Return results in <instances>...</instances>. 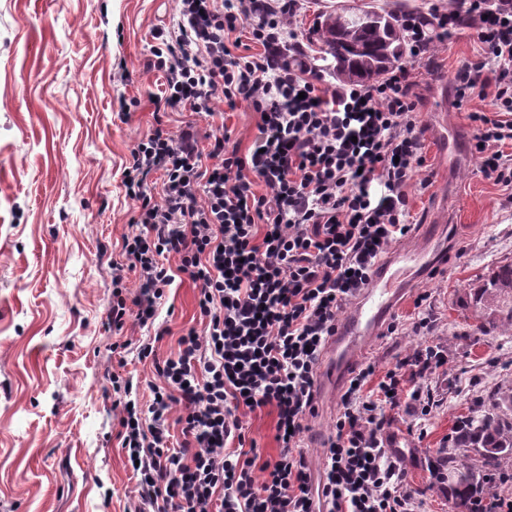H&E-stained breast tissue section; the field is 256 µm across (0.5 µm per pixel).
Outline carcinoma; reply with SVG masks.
<instances>
[{"instance_id":"obj_1","label":"carcinoma","mask_w":512,"mask_h":512,"mask_svg":"<svg viewBox=\"0 0 512 512\" xmlns=\"http://www.w3.org/2000/svg\"><path fill=\"white\" fill-rule=\"evenodd\" d=\"M406 12L366 3L354 11L336 8L322 15L316 38L310 41L321 58L333 59L332 74L342 84L378 81L408 54L401 18ZM473 301L512 332V263L497 267L473 293ZM449 447L465 448L462 459L442 453L437 479L448 486L455 512H474L497 477L502 463L512 459V382L490 398V408L455 427Z\"/></svg>"}]
</instances>
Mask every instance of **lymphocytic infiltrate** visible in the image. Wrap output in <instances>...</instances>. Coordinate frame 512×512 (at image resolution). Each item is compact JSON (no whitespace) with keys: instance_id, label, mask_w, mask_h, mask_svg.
<instances>
[{"instance_id":"f902f5d3","label":"lymphocytic infiltrate","mask_w":512,"mask_h":512,"mask_svg":"<svg viewBox=\"0 0 512 512\" xmlns=\"http://www.w3.org/2000/svg\"><path fill=\"white\" fill-rule=\"evenodd\" d=\"M298 9L299 0H181L175 24L156 33L157 109L206 112L219 98L232 110L247 104L258 120L245 154L227 129L202 145L192 129L155 128L124 169L139 230L123 239V265L139 287L127 295L115 274L108 317L118 330L130 321L153 329L138 358L158 377L145 406L131 399V380L112 378L128 395L112 403L136 479L127 512H417L418 493L380 433L403 395L421 400L419 381L446 363L439 347L381 377L371 365L354 372L319 480L302 450L338 315L411 229L406 188L425 166L414 72L402 65L378 83L328 87L287 22ZM245 21L258 52H241L234 37ZM403 26L414 62L430 60L435 41L476 33L481 54L452 74L453 103L488 97L469 115L471 151L482 176L511 191L512 0H455ZM178 273L198 286L205 326L161 359L153 341L168 330L155 324L158 305ZM267 407L280 452L265 459L247 445L240 416Z\"/></svg>"}]
</instances>
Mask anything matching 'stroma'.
I'll return each instance as SVG.
<instances>
[{"label": "stroma", "mask_w": 512, "mask_h": 512, "mask_svg": "<svg viewBox=\"0 0 512 512\" xmlns=\"http://www.w3.org/2000/svg\"><path fill=\"white\" fill-rule=\"evenodd\" d=\"M178 0H0V512H125L135 484L126 465L110 374L131 371L139 402L156 375L137 360L147 330H116L106 318L113 266L137 208L123 170L139 139L156 126L179 134L191 124L226 125L249 151L257 114L246 105L212 114L158 112L160 72L147 70L153 30L178 18ZM467 31L439 44L432 64L415 67L418 119L439 126L454 143L441 150L425 138L428 187L407 189L417 242L425 224L457 231L445 258L417 272L392 312L395 332L380 331L365 357L377 373L416 348L440 345L447 365L423 383L433 392L429 414L403 399L385 437L419 493L418 512H453L435 471L457 418L480 409L512 375V335L485 325L471 289L512 262V202L478 171L467 146L473 99L456 109L443 94L448 76L477 58ZM131 102L121 115V101ZM198 288L186 277L170 286L157 321L170 333L159 358L200 327ZM428 327H420V319ZM127 342L124 355L111 351ZM338 404L310 417L304 450L313 469L333 433Z\"/></svg>", "instance_id": "35a3bbf8"}]
</instances>
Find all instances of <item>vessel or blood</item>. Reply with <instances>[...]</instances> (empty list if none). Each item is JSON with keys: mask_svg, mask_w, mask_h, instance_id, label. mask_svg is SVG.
I'll return each mask as SVG.
<instances>
[{"mask_svg": "<svg viewBox=\"0 0 512 512\" xmlns=\"http://www.w3.org/2000/svg\"><path fill=\"white\" fill-rule=\"evenodd\" d=\"M443 249L442 239L426 231L416 244L377 262L369 284L357 294L335 336L326 343L317 382L320 402H329L342 388L351 371L366 354L371 339L408 294L409 282L399 279L394 271L398 260L416 261Z\"/></svg>", "mask_w": 512, "mask_h": 512, "instance_id": "1", "label": "vessel or blood"}]
</instances>
